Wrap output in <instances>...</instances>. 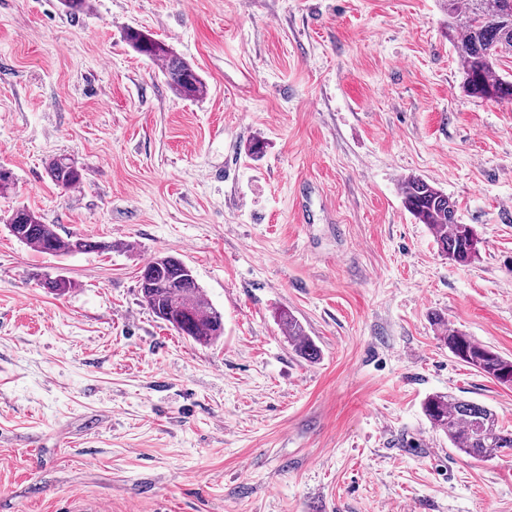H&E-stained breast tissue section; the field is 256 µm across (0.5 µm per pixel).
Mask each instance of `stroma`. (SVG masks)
Masks as SVG:
<instances>
[{
    "label": "stroma",
    "instance_id": "1",
    "mask_svg": "<svg viewBox=\"0 0 512 512\" xmlns=\"http://www.w3.org/2000/svg\"><path fill=\"white\" fill-rule=\"evenodd\" d=\"M446 21L440 0H0V512H512V455L456 453L423 410L451 394L512 426V386L440 339L512 360V104L463 91ZM129 27L206 95L177 97ZM61 154L81 187L47 176ZM410 175L474 227L471 264L405 208ZM22 206L112 248L39 253L6 229ZM158 253L223 313L214 344L142 303ZM124 37L136 52L161 63L168 85L178 96L196 99L206 94L207 87L201 76L189 62L175 55L165 40L134 27L127 28ZM279 322L285 331L288 340L295 347V351L303 358L315 360L319 356V350L315 342L307 335L302 323L292 314L282 311L279 314ZM442 340L461 362L500 384L512 386V360L458 330L443 329Z\"/></svg>",
    "mask_w": 512,
    "mask_h": 512
}]
</instances>
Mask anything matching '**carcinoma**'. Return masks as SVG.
I'll list each match as a JSON object with an SVG mask.
<instances>
[{"label": "carcinoma", "instance_id": "1", "mask_svg": "<svg viewBox=\"0 0 512 512\" xmlns=\"http://www.w3.org/2000/svg\"><path fill=\"white\" fill-rule=\"evenodd\" d=\"M448 15V40L453 44L462 74L464 92L490 102H512V80L499 72L502 59L512 55V0H442ZM126 42L139 54L162 65L170 88L180 97L196 99L206 94L201 76L187 61L174 54L166 41L141 29L125 30ZM46 173L65 190L83 184L84 169L70 157L49 160ZM406 209L434 234L440 253L457 264L477 257L479 239L473 227L459 222L456 202L440 188L419 176L402 182ZM7 229L17 241L37 251L61 256L112 249L105 241L71 236L62 238L55 225L46 224L34 211L15 209ZM148 285L140 286L142 302L159 320L177 333L201 345L224 334V319L205 297L192 269L172 255L153 257L142 269ZM279 322L295 351L315 360L319 350L302 323L283 311ZM442 340L461 362L500 384L512 386V360L462 332L444 329ZM431 425L448 436L461 454L483 460L512 451V430L504 426L489 407L450 394H433L424 402Z\"/></svg>", "mask_w": 512, "mask_h": 512}]
</instances>
